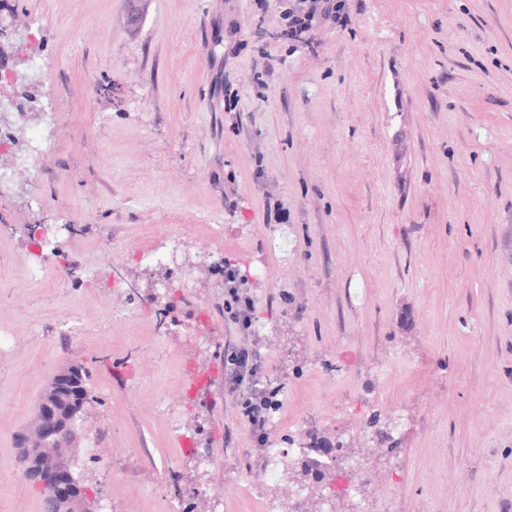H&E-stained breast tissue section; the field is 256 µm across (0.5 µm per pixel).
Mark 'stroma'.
Segmentation results:
<instances>
[{
  "label": "stroma",
  "mask_w": 512,
  "mask_h": 512,
  "mask_svg": "<svg viewBox=\"0 0 512 512\" xmlns=\"http://www.w3.org/2000/svg\"><path fill=\"white\" fill-rule=\"evenodd\" d=\"M291 2L0 0V56L35 35L57 108L0 189V512H43L15 437L75 361L112 512H512V0H341L301 44ZM64 217L59 260L29 230ZM177 224L179 267L134 259ZM242 344L280 391L262 441L224 389ZM317 438L366 497L302 472ZM238 272L231 265H224V316L242 328L251 324L252 301L239 291Z\"/></svg>",
  "instance_id": "1"
}]
</instances>
